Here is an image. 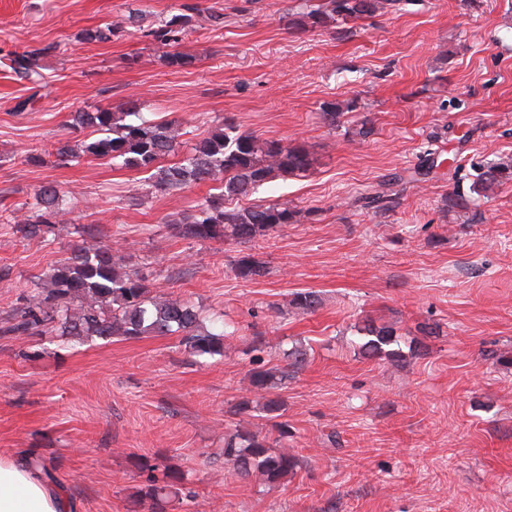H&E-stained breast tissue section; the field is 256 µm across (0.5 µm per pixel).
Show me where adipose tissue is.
I'll return each instance as SVG.
<instances>
[{
  "mask_svg": "<svg viewBox=\"0 0 512 512\" xmlns=\"http://www.w3.org/2000/svg\"><path fill=\"white\" fill-rule=\"evenodd\" d=\"M0 512H73L58 488L25 462L0 458Z\"/></svg>",
  "mask_w": 512,
  "mask_h": 512,
  "instance_id": "adipose-tissue-1",
  "label": "adipose tissue"
}]
</instances>
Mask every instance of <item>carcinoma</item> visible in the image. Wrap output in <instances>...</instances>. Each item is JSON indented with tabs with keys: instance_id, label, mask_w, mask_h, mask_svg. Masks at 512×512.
<instances>
[{
	"instance_id": "carcinoma-1",
	"label": "carcinoma",
	"mask_w": 512,
	"mask_h": 512,
	"mask_svg": "<svg viewBox=\"0 0 512 512\" xmlns=\"http://www.w3.org/2000/svg\"><path fill=\"white\" fill-rule=\"evenodd\" d=\"M396 2L305 0L301 10L289 14L288 24L297 33L338 26L344 32L345 25L382 13ZM196 11L193 5L183 4L180 13L146 27L141 26L139 17L130 15L123 23L82 30L79 41L108 42L124 36L133 27L143 36L170 47L163 55L165 65L182 70L195 62V56L185 50L184 41L196 27ZM40 55L39 49L14 52L8 68L16 79L42 88L45 82ZM354 108L353 100L327 103L322 108V117L329 126L337 128L344 113ZM69 129L74 136L57 142L54 149L59 166L75 165L86 158L106 159L148 172L151 187L169 193L206 181L220 182L218 193L205 198L195 212L179 220V234L190 240L228 237L247 243L294 223L297 211L286 201L249 206L235 205L233 201L253 194L283 174H303L312 164L311 154L302 142L261 140L226 122L200 139L187 156L169 165L160 164V160L178 151V127L153 121L141 112H114L109 107L92 112L79 110L70 114ZM504 180H512L509 154L500 156L479 173L470 192L482 195ZM61 202L58 185L40 186L34 207L18 220V231L33 238L60 223L64 215ZM113 250L107 241L74 247L69 257L41 278L40 287L23 298L3 333L32 336L48 332L78 343L177 335L180 346L193 357L224 356L229 333L203 327L192 305L156 296L137 273L119 271ZM236 271L242 278L264 274L262 266L246 257L238 260ZM289 305L297 314H308L318 308L320 298L313 291H298L293 293ZM364 335L366 353L391 363L399 361V352L392 348L396 344L393 327L369 325L364 328ZM305 364L306 353L296 348L288 353L286 371L261 364L249 371V388L261 395L260 410L280 437L288 436V422L281 420L283 402L273 390L282 385L289 373L297 372ZM297 464L298 460L286 452H271L266 437L256 432L238 430L224 439V470L232 477L246 479L256 474L268 484H277ZM180 483L175 471L165 470L157 475L150 468L136 499L149 503L150 512H167L172 499L182 494Z\"/></svg>"
}]
</instances>
